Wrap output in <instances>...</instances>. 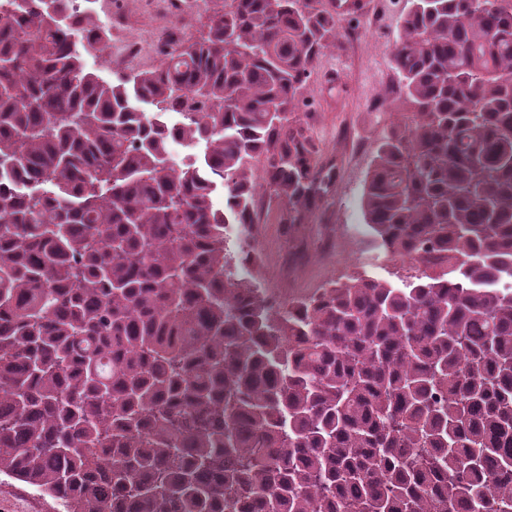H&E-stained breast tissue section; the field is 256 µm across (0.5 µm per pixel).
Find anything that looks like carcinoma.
<instances>
[{
  "mask_svg": "<svg viewBox=\"0 0 512 512\" xmlns=\"http://www.w3.org/2000/svg\"><path fill=\"white\" fill-rule=\"evenodd\" d=\"M70 9L0 15V473L64 512H512V0H410L397 37L363 212L415 280L276 306L226 225L260 156L285 224L332 191L294 110L336 19L230 0L113 85Z\"/></svg>",
  "mask_w": 512,
  "mask_h": 512,
  "instance_id": "1",
  "label": "carcinoma"
}]
</instances>
